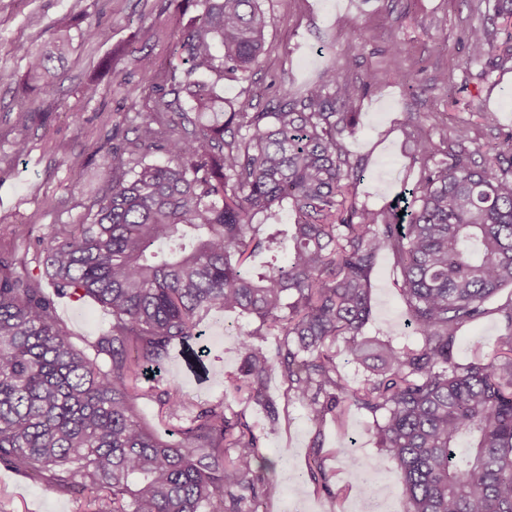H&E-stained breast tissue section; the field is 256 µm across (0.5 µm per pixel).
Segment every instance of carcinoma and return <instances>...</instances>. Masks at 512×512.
Returning <instances> with one entry per match:
<instances>
[{"mask_svg":"<svg viewBox=\"0 0 512 512\" xmlns=\"http://www.w3.org/2000/svg\"><path fill=\"white\" fill-rule=\"evenodd\" d=\"M191 2L201 14L181 25L164 69L149 52L138 57L152 105L137 113L135 139L112 150L91 222L38 240L55 292L112 315L92 352L75 348L39 282L0 257V466L89 492L77 512H256L281 494L261 452L279 426L264 390L275 375L318 434L352 410L372 417L405 512H512V300L487 307L512 287V135L507 150L478 160L469 126L430 134L416 144L410 196L384 210L360 205L362 168L341 140L362 90L380 92L384 77L358 84L344 75L347 60L301 91L280 81L270 110L256 111L250 97L226 106L218 82L258 66L267 15L261 0ZM500 19L512 20V0H497L496 15L468 31L467 64L512 59ZM70 47L61 35L46 50H13L52 93L50 63ZM153 151L167 163L147 161ZM288 208L290 231L281 223ZM261 254L271 261L258 269ZM384 255L414 345L364 335ZM225 311L245 324L242 367L224 392L263 406L267 423L256 429L224 399L192 412L179 439H164L141 423L132 381H160L170 352ZM491 312L507 331L493 358L455 362L461 328ZM342 356L366 369L363 379L345 377ZM159 401L172 417L189 410L175 384ZM308 473L329 490L322 459Z\"/></svg>","mask_w":512,"mask_h":512,"instance_id":"1","label":"carcinoma"}]
</instances>
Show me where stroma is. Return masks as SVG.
<instances>
[{"label":"stroma","mask_w":512,"mask_h":512,"mask_svg":"<svg viewBox=\"0 0 512 512\" xmlns=\"http://www.w3.org/2000/svg\"><path fill=\"white\" fill-rule=\"evenodd\" d=\"M495 0H263L269 18L265 53L249 80L227 81V101L254 97L268 106L271 83L284 78L303 88L332 64L353 59L347 75L365 80L368 73H401L382 93L363 94L357 104L354 134L343 144L363 178L356 201L379 210L402 187L413 186L420 163L412 152L406 119H419L418 133L462 123L475 129V147L491 151L512 134V61L488 70L467 62L465 33L494 10ZM174 0H0V254L14 256V271L43 278L37 239L61 224L86 220L106 182L113 147L133 139L137 112L144 105L143 72L131 47L164 56L178 33ZM83 16L98 24L100 38H75V49L58 63L59 81L46 94L22 81L24 63L11 47L22 41L38 47L60 25L74 26ZM416 69H409V59ZM447 73V83L437 80ZM95 86L86 98V86ZM35 112L26 131L28 149L16 154L12 140L16 115ZM497 115L482 125L480 113ZM79 158L80 168L70 166ZM390 257H381L372 276V312L365 333L395 344L417 338L406 325V307L395 288ZM55 313L74 344L90 348L107 332L112 318L92 300L55 297ZM234 313L209 315L200 325L208 354L187 366L180 356L166 364L167 377L179 384L188 403L214 402L224 395V377L237 371L242 354L225 326ZM505 329L498 315L463 328L455 348L457 362L474 353L492 356ZM301 403L289 404L278 432L263 438V453L275 460L272 477L281 488L267 512H362V495L343 457L366 470L374 489L386 499L385 512H404L405 494L394 461L378 447L370 416L352 414L344 428H323V446L313 449L314 434ZM345 456H337V449ZM322 456L332 494L319 491L308 477L314 456ZM72 493L49 489L17 469L0 466V512H76Z\"/></svg>","instance_id":"stroma-1"}]
</instances>
